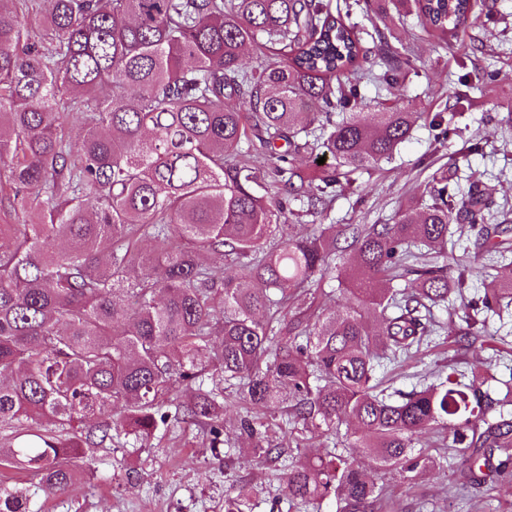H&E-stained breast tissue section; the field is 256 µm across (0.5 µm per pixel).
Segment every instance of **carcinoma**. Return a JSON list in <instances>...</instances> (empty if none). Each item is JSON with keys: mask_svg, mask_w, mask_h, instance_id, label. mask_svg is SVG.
<instances>
[{"mask_svg": "<svg viewBox=\"0 0 512 512\" xmlns=\"http://www.w3.org/2000/svg\"><path fill=\"white\" fill-rule=\"evenodd\" d=\"M0 5V461L48 495L77 482L88 452L112 432L149 438L171 416L224 447L220 384L269 410L288 403L290 433L334 435L342 450L295 458L288 504L334 497L344 512H374L380 492L362 460L404 480L436 466L415 450L441 426L451 447L512 481V375L483 388L452 369L421 389L391 394L376 373L410 357L433 332V308L468 282L462 336L512 305V273L485 274L483 254L507 232L487 223L494 190L460 188L446 172L430 201H409L393 224H311L336 188L390 158L422 113L400 93L416 58L373 25L366 47L345 17L387 19L394 0H10ZM475 0H399L431 30L464 32ZM271 57L255 67L245 54ZM393 103L370 111L360 79ZM466 93L431 120L442 145ZM259 141L267 170L242 161ZM327 164L307 162L317 149ZM476 232L477 251L448 258L450 225ZM351 258L336 265V252ZM210 255L224 258L216 266ZM410 277L395 289L396 277ZM352 303L325 313L318 296L282 309L326 280ZM175 406V414L168 407ZM239 435L263 459L285 449L249 416ZM0 512H30L0 489Z\"/></svg>", "mask_w": 512, "mask_h": 512, "instance_id": "obj_1", "label": "carcinoma"}]
</instances>
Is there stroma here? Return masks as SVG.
Wrapping results in <instances>:
<instances>
[{
    "label": "stroma",
    "instance_id": "obj_1",
    "mask_svg": "<svg viewBox=\"0 0 512 512\" xmlns=\"http://www.w3.org/2000/svg\"><path fill=\"white\" fill-rule=\"evenodd\" d=\"M392 44L411 45L421 65L410 74L404 92L421 119L390 160L363 173L360 195L342 192L324 218L328 224H390L409 199L428 197L434 173L445 169L497 185L512 201V0H484L468 19L460 40L426 33L415 12H390ZM466 68H459V59ZM490 67L499 73L493 92L474 89L458 122L456 136L434 142L429 116L454 104L464 70ZM448 342L422 347L420 354L390 371L395 388L411 391L432 372L454 366L493 364L496 376L512 368V309L489 317L484 335L475 341L458 336L460 320L445 308L434 311ZM243 404L224 416L227 436L236 447L214 454L198 427L170 423L149 440L134 436L113 439L111 447L88 455L84 472L69 492L45 495L29 485L32 512H224L226 498L239 488L251 489L242 512H272L283 498L280 466L258 459L247 439L239 438ZM443 431L421 434L416 445L434 457H446L406 484L396 476L375 473L382 489L378 512H512V484L471 483L469 464L446 450Z\"/></svg>",
    "mask_w": 512,
    "mask_h": 512
}]
</instances>
